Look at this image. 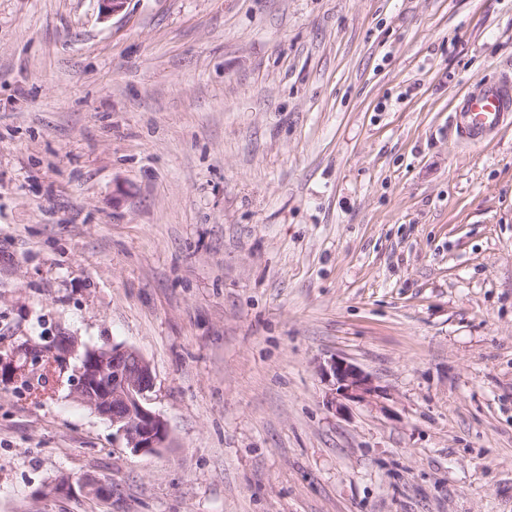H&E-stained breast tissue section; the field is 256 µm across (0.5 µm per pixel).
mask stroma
Instances as JSON below:
<instances>
[{"instance_id": "35a3bbf8", "label": "stroma", "mask_w": 512, "mask_h": 512, "mask_svg": "<svg viewBox=\"0 0 512 512\" xmlns=\"http://www.w3.org/2000/svg\"><path fill=\"white\" fill-rule=\"evenodd\" d=\"M505 69L512 0H0V512H512V126L451 123ZM61 335L168 448L34 397ZM76 372L75 398L108 419L134 455H154L168 448V424L150 406L152 369L137 349H88ZM322 370L332 374L337 385L336 393L344 399L364 402L375 393L371 378L344 359L336 358L331 361L329 369ZM109 491L108 486L101 480H96L89 477H81L76 480H70L66 487L60 491L65 494H93L102 496Z\"/></svg>"}]
</instances>
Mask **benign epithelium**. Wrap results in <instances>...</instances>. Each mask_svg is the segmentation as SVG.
Masks as SVG:
<instances>
[{
	"label": "benign epithelium",
	"instance_id": "7a95c632",
	"mask_svg": "<svg viewBox=\"0 0 512 512\" xmlns=\"http://www.w3.org/2000/svg\"><path fill=\"white\" fill-rule=\"evenodd\" d=\"M325 373L333 376L336 393L344 399L364 402L375 393L371 378L341 358L332 360ZM72 383L75 398L108 419L133 454L154 455L168 447V424L150 406L152 369L137 349L114 345L86 350ZM108 491L103 481L89 477L72 479L63 489L69 495Z\"/></svg>",
	"mask_w": 512,
	"mask_h": 512
}]
</instances>
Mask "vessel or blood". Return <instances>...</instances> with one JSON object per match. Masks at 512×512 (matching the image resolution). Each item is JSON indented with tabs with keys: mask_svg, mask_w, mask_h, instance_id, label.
I'll use <instances>...</instances> for the list:
<instances>
[{
	"mask_svg": "<svg viewBox=\"0 0 512 512\" xmlns=\"http://www.w3.org/2000/svg\"><path fill=\"white\" fill-rule=\"evenodd\" d=\"M512 119V75L502 74L491 85L468 93L455 113L463 139L478 141L499 130Z\"/></svg>",
	"mask_w": 512,
	"mask_h": 512,
	"instance_id": "vessel-or-blood-1",
	"label": "vessel or blood"
}]
</instances>
